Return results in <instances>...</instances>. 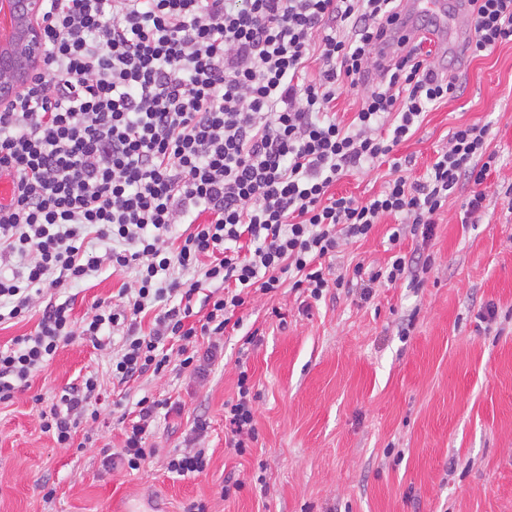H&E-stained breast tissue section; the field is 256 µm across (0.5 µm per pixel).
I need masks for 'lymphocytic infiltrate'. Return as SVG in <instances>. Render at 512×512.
Returning <instances> with one entry per match:
<instances>
[{
  "mask_svg": "<svg viewBox=\"0 0 512 512\" xmlns=\"http://www.w3.org/2000/svg\"><path fill=\"white\" fill-rule=\"evenodd\" d=\"M401 2L47 0L43 67L0 112V174L17 188L0 205V325L41 311L33 333L0 348V404L78 334L101 349L106 329L122 328L118 383L173 363L202 382L227 332L256 341L241 316L253 294L288 284L317 301L356 285L367 302L375 285L428 271L430 259L401 253L337 276L326 264L386 216L431 240L461 184L472 187L465 219L484 208L497 155L481 122L456 127L423 178L394 175L367 199L332 191L457 91L423 39L384 55ZM475 2L466 50L479 57L512 42V0ZM346 92L359 99L347 124L335 105ZM108 268L131 277L75 320L62 290ZM236 387L224 442L242 455L258 440L246 370ZM98 402L96 374L83 376L41 411L42 433L72 447ZM115 406L123 440L104 446V463L143 469L159 457L148 435L181 404L145 395Z\"/></svg>",
  "mask_w": 512,
  "mask_h": 512,
  "instance_id": "obj_1",
  "label": "lymphocytic infiltrate"
}]
</instances>
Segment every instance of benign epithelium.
I'll return each mask as SVG.
<instances>
[{
  "label": "benign epithelium",
  "mask_w": 512,
  "mask_h": 512,
  "mask_svg": "<svg viewBox=\"0 0 512 512\" xmlns=\"http://www.w3.org/2000/svg\"><path fill=\"white\" fill-rule=\"evenodd\" d=\"M44 0H5L12 15L9 35L0 44V108L8 107L27 83L45 51L42 24Z\"/></svg>",
  "instance_id": "1"
}]
</instances>
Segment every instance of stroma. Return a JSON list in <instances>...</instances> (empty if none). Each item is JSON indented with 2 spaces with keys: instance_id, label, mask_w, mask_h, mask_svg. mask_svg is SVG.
I'll list each match as a JSON object with an SVG mask.
<instances>
[{
  "instance_id": "35a3bbf8",
  "label": "stroma",
  "mask_w": 512,
  "mask_h": 512,
  "mask_svg": "<svg viewBox=\"0 0 512 512\" xmlns=\"http://www.w3.org/2000/svg\"><path fill=\"white\" fill-rule=\"evenodd\" d=\"M436 65L452 69L455 97L428 112L380 166L350 173L333 190L379 193L392 163L409 160L422 178L457 125L488 122L499 156L477 223H463L469 186L452 194L428 242L405 238L404 253L429 255L421 287L384 283L370 301L358 290H329L305 306L299 292L255 295L243 315L263 338L242 350L224 343V362L199 383L176 370L121 386L108 351L74 339L12 402L0 404V512H165L201 498L211 512H512V208L498 194L512 182V44L474 59L432 44ZM399 220L384 217L368 237L342 246L334 267L385 264ZM125 277L102 271L73 285L74 318L111 297ZM494 308L492 321L479 315ZM246 365L258 395L259 441L244 455L224 445V403ZM90 372L101 384L97 422L80 425L77 446L41 432L39 413ZM180 400L181 417L160 421L149 442L180 450L195 416L209 423L205 475L178 478L161 459L140 471L105 470L102 448L120 444L116 394ZM263 477L258 493L254 477ZM244 480L224 499L225 478ZM54 488L45 500L46 488Z\"/></svg>"
}]
</instances>
